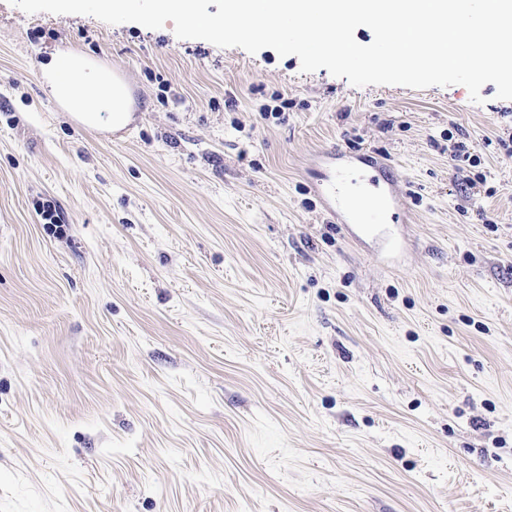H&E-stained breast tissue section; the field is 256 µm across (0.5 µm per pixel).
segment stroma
<instances>
[{
  "instance_id": "obj_1",
  "label": "stroma",
  "mask_w": 512,
  "mask_h": 512,
  "mask_svg": "<svg viewBox=\"0 0 512 512\" xmlns=\"http://www.w3.org/2000/svg\"><path fill=\"white\" fill-rule=\"evenodd\" d=\"M173 27L0 0V512H512V100ZM68 48L129 140L43 94ZM335 146L403 191L402 255L325 213ZM466 145L464 142H455L453 145V150H451L450 157L452 161L458 162L455 164L457 169V173L461 178L462 183L465 184L466 188L473 189L476 188L477 183H485L486 178H484L481 174H478L476 179H472L470 176H464L463 173L467 171L466 167H477L481 163V159L479 156L472 154L466 149Z\"/></svg>"
}]
</instances>
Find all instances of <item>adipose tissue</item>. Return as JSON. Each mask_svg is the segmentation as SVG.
Returning <instances> with one entry per match:
<instances>
[{"label": "adipose tissue", "mask_w": 512, "mask_h": 512, "mask_svg": "<svg viewBox=\"0 0 512 512\" xmlns=\"http://www.w3.org/2000/svg\"><path fill=\"white\" fill-rule=\"evenodd\" d=\"M40 76L47 97L88 126L129 109V99L114 84L111 68L80 52L53 56L42 64Z\"/></svg>", "instance_id": "adipose-tissue-1"}]
</instances>
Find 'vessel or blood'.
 <instances>
[{
    "instance_id": "1",
    "label": "vessel or blood",
    "mask_w": 512,
    "mask_h": 512,
    "mask_svg": "<svg viewBox=\"0 0 512 512\" xmlns=\"http://www.w3.org/2000/svg\"><path fill=\"white\" fill-rule=\"evenodd\" d=\"M326 170L316 186L326 212L346 231L368 230L378 224L398 223L405 214L402 194L394 185H381L379 178L356 180L358 165L341 148L325 152Z\"/></svg>"
}]
</instances>
